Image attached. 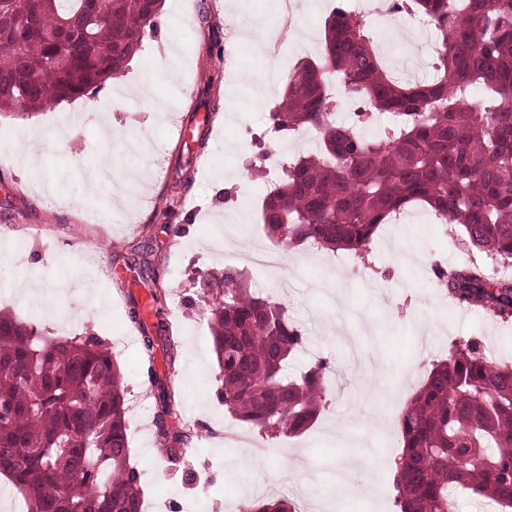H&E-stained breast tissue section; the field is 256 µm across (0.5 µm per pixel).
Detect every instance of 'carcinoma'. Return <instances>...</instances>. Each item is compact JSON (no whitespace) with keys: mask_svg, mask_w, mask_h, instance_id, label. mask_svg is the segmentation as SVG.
Masks as SVG:
<instances>
[{"mask_svg":"<svg viewBox=\"0 0 512 512\" xmlns=\"http://www.w3.org/2000/svg\"><path fill=\"white\" fill-rule=\"evenodd\" d=\"M164 0H20L0 6V110L26 112L85 96L123 71L155 31ZM434 22L433 74L391 73L369 25L348 0L324 23L322 53L301 61L270 132L320 130L316 153L289 163L288 181L265 195L268 234L289 248L360 253L382 224L411 204L462 228L471 246L495 255L504 271L479 265L437 271L459 304L512 317V0H400ZM366 111L336 120L326 75ZM482 98L471 106L472 90ZM383 115L375 138L359 129ZM220 301L210 326L224 407L260 430H305L326 405L329 360L298 377L289 360L305 333L287 307L255 294L245 272L226 268L203 282ZM141 329L147 377L156 386V438L180 461L184 434L168 426L174 391L153 367L158 347L176 361L165 322L153 329L130 297ZM397 512H454L461 490L512 512V364L472 345L434 364L399 414ZM129 422L120 369L95 336H47L0 314V475L26 512H143L140 472L130 466ZM244 512H298L271 495Z\"/></svg>","mask_w":512,"mask_h":512,"instance_id":"1","label":"carcinoma"}]
</instances>
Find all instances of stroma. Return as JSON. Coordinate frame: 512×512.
<instances>
[{"label": "stroma", "mask_w": 512, "mask_h": 512, "mask_svg": "<svg viewBox=\"0 0 512 512\" xmlns=\"http://www.w3.org/2000/svg\"><path fill=\"white\" fill-rule=\"evenodd\" d=\"M300 2L287 13L272 0H165L157 33L145 37L109 91L35 113L0 112V309L50 336H99L121 369L130 404L153 401L126 303L130 295L149 303L134 258L153 253L178 351L172 367L156 354L157 370L181 390L169 424L187 434L196 455L164 466L152 417L130 433L152 512H240L242 503L284 490L301 512H395L398 415L433 362L472 342L491 361L512 364V320L454 306L426 280L433 254L449 265L483 267L491 255L463 244L460 228L422 208H412L408 222L382 225L362 259L308 244L288 249L280 276L249 268L243 249L228 247L240 225L246 246L271 243L260 216L272 185L263 137L290 68L319 52L286 42L264 95L249 77L262 62L255 46L267 29H323L325 0ZM231 21L251 39L238 47L230 72L208 62L207 51L224 44ZM374 35L387 65L429 72V58L399 35L381 28ZM207 98L218 108L204 119L197 111ZM245 127L257 141L239 140ZM182 128L205 137L186 188L174 183ZM33 138L44 143L34 168L17 154ZM243 183L254 192L245 207L233 195ZM227 267L245 271L256 293L285 303L304 328L307 347L291 374L320 357L337 371L324 409L302 434L261 432L219 398L209 325L219 297L201 283ZM20 279L28 292L16 289ZM424 324L430 334H421ZM188 413L195 425L185 424Z\"/></svg>", "instance_id": "stroma-1"}]
</instances>
